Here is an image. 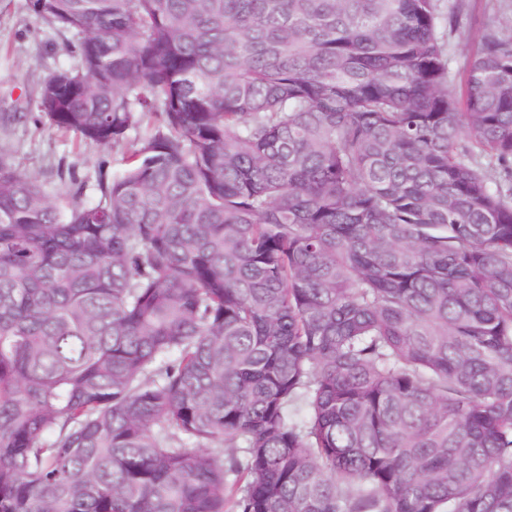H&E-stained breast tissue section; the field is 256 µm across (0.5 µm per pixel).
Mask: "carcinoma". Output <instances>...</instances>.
<instances>
[{
    "instance_id": "cac0c4a2",
    "label": "carcinoma",
    "mask_w": 512,
    "mask_h": 512,
    "mask_svg": "<svg viewBox=\"0 0 512 512\" xmlns=\"http://www.w3.org/2000/svg\"><path fill=\"white\" fill-rule=\"evenodd\" d=\"M438 0H29L0 153V512H512V33ZM67 34L37 16L28 0H0V114L28 113L19 123L0 122V151L11 152L26 173L36 176L53 198L62 181L59 168L73 169L96 194L102 160L108 176L121 170L124 147L101 148L38 120L34 92L53 71L71 62ZM438 8L444 16H457L461 26L468 30V38L460 39L448 37L445 29L451 85L460 91L467 61L479 47L482 35L491 29L512 30V0H439Z\"/></svg>"
}]
</instances>
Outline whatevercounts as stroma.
Instances as JSON below:
<instances>
[{
  "label": "stroma",
  "mask_w": 512,
  "mask_h": 512,
  "mask_svg": "<svg viewBox=\"0 0 512 512\" xmlns=\"http://www.w3.org/2000/svg\"><path fill=\"white\" fill-rule=\"evenodd\" d=\"M438 8L457 16L468 31L467 38L445 39L451 84L459 89L482 35L491 29L512 30V0H438ZM70 61L66 34L37 16L28 0H0V113L26 115L18 123H0V151L11 152L16 164L36 176L51 196L62 184L60 170H74L91 198L100 174L121 170L123 148H102L49 127L39 121L34 103L40 82Z\"/></svg>",
  "instance_id": "1"
}]
</instances>
